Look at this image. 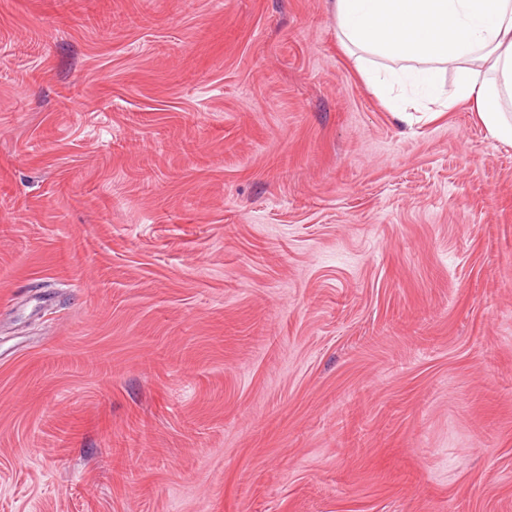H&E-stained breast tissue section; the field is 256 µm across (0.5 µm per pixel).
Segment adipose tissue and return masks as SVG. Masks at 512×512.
<instances>
[{"label": "adipose tissue", "mask_w": 512, "mask_h": 512, "mask_svg": "<svg viewBox=\"0 0 512 512\" xmlns=\"http://www.w3.org/2000/svg\"><path fill=\"white\" fill-rule=\"evenodd\" d=\"M335 16L360 75L400 121L471 102L489 136L512 146V117L495 106L512 101V0H336ZM448 66L458 78L446 99Z\"/></svg>", "instance_id": "obj_1"}]
</instances>
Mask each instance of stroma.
<instances>
[{"label": "stroma", "instance_id": "stroma-1", "mask_svg": "<svg viewBox=\"0 0 512 512\" xmlns=\"http://www.w3.org/2000/svg\"><path fill=\"white\" fill-rule=\"evenodd\" d=\"M0 512H512V146L334 0H0Z\"/></svg>", "mask_w": 512, "mask_h": 512}]
</instances>
